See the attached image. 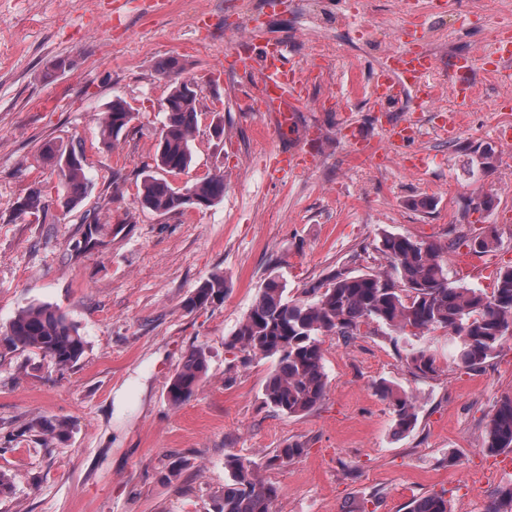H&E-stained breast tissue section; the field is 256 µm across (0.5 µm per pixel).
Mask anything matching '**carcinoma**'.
Segmentation results:
<instances>
[{
    "mask_svg": "<svg viewBox=\"0 0 512 512\" xmlns=\"http://www.w3.org/2000/svg\"><path fill=\"white\" fill-rule=\"evenodd\" d=\"M159 73L171 82L165 98L167 122L157 144V167L180 173L192 162V141L198 126L196 78L186 75V64L170 56L159 63ZM134 113L120 99L112 101L99 118L101 140L118 141L133 120ZM477 169L488 173L499 162L495 147H469ZM46 164L58 169L64 189V207L69 208L86 192L84 153L48 141L41 148ZM224 196V175L216 173L183 189L165 179L147 174L142 179L138 204L163 214L186 208L208 207ZM41 190L36 188L20 204V212L39 215ZM500 243L496 227L488 225L467 240L470 251L484 254ZM102 245L96 224L87 225L79 249L91 252ZM377 251L389 269L355 274L337 270L305 291V298L290 299L279 276L269 275L251 309L239 323L226 345L253 357L273 358L276 365L262 387L264 403L275 411L299 416L315 409L325 398L327 377L320 336L332 334L344 339L360 335L361 327L376 321L390 331L411 336L432 329L448 333L454 361L469 371H478L512 339V266L499 268L493 287L482 289L453 286L448 282L445 247L390 232L382 233ZM224 277L211 275L187 301L199 309L224 299ZM0 340L13 351H39L59 369L73 367L83 356L86 343L67 316L48 304L31 305L10 322ZM414 370L427 375L437 370L436 357L425 348L410 354ZM207 371L201 348L183 357L170 379L167 398L180 405L199 390ZM378 390L393 410L398 430L411 431L417 423L411 395L381 383ZM43 442L63 439L69 427L64 421L39 420L29 426ZM485 448L491 452L512 451V396L500 400L486 430ZM229 480L215 512H273L278 488L263 478L255 465L235 456L226 462ZM512 507V484L500 488L485 512H506ZM409 512H450L442 493H432L411 502Z\"/></svg>",
    "mask_w": 512,
    "mask_h": 512,
    "instance_id": "carcinoma-1",
    "label": "carcinoma"
}]
</instances>
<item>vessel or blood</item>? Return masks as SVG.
<instances>
[{
    "mask_svg": "<svg viewBox=\"0 0 512 512\" xmlns=\"http://www.w3.org/2000/svg\"><path fill=\"white\" fill-rule=\"evenodd\" d=\"M239 70L257 76L263 88L260 109L276 113L277 127L284 133H298L297 146L280 153L278 164L281 172H298L312 167L315 158L310 149L317 138L311 129H299L298 114L304 101L301 95L302 78L297 70L288 65L286 47L277 40L243 43L232 52ZM487 65L503 81H512V29L496 31L486 55ZM471 57L452 60L448 75L457 101L468 106L474 96L471 83L465 77L475 68ZM434 63L430 57L415 47H400L386 53L377 66V78L372 86L376 102L390 103L400 98L409 89H417L430 95L426 83ZM418 126L408 120L391 125L387 134L389 147L396 148L414 139Z\"/></svg>",
    "mask_w": 512,
    "mask_h": 512,
    "instance_id": "vessel-or-blood-1",
    "label": "vessel or blood"
}]
</instances>
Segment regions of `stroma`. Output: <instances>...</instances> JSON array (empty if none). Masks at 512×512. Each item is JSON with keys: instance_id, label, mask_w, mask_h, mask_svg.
<instances>
[{"instance_id": "35a3bbf8", "label": "stroma", "mask_w": 512, "mask_h": 512, "mask_svg": "<svg viewBox=\"0 0 512 512\" xmlns=\"http://www.w3.org/2000/svg\"><path fill=\"white\" fill-rule=\"evenodd\" d=\"M503 8L512 0H447L426 14V30L441 33L429 47L442 66L433 108L413 115V141L388 150L384 127L410 116L408 103L382 111L370 89L380 57L415 40L400 0H0V334L22 309L49 304L86 340L64 371L40 352L0 345V470L13 481L0 512H214L231 456L278 487L274 512H408L432 492L451 512H484L512 482L484 446L488 420L512 396V339L470 372L441 329L414 337L373 322L348 342L325 336L326 396L294 417L263 401L273 359L244 360L227 341L270 273L296 299L338 269L385 270L376 249L385 232L447 244L455 286L490 289L497 269L512 266V83L477 68L462 109L446 71L454 57L480 54ZM248 17L260 36L287 39L290 64L316 71L298 121L322 130L323 152L285 180L270 158L293 139L274 134V113L250 111L258 79L224 63ZM170 56L199 82L198 130L190 169L155 175L184 187L220 172L224 197L160 214L136 196L166 121L169 82L157 67ZM60 57L71 67L47 76ZM117 98L135 119L108 147L96 114ZM454 109L461 122L450 138L440 125ZM348 122L383 154L357 156ZM48 140L84 149L87 191L75 208H62L60 176L42 161ZM480 143L501 154L486 174L471 166L469 148ZM33 186L47 210L38 222L18 213ZM484 193L491 208L465 213ZM421 198L432 207H415ZM90 217L104 245L84 253ZM491 224L499 248L470 253L464 239ZM215 273L226 281L223 300L187 309ZM194 347L205 349L208 370L190 400L172 405L167 384ZM419 348L435 354L436 373L412 368ZM383 382L414 396L413 431L397 430ZM39 417L68 421L69 436L38 442L27 428ZM294 440L304 453L274 462Z\"/></svg>"}]
</instances>
